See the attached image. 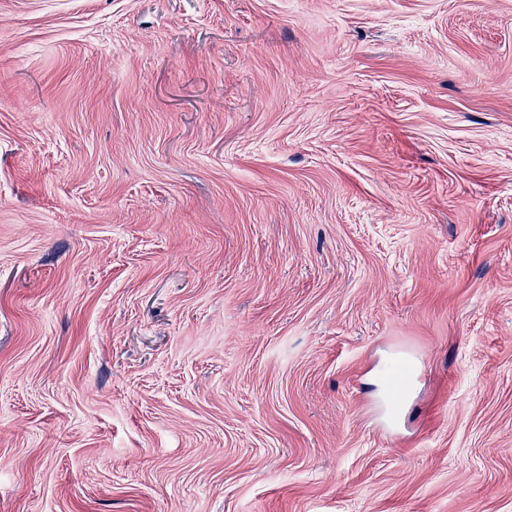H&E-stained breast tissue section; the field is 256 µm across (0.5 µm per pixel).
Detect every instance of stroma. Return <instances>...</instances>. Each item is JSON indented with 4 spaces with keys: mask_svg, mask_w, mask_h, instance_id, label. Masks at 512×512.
Returning <instances> with one entry per match:
<instances>
[{
    "mask_svg": "<svg viewBox=\"0 0 512 512\" xmlns=\"http://www.w3.org/2000/svg\"><path fill=\"white\" fill-rule=\"evenodd\" d=\"M0 512H512V0H0Z\"/></svg>",
    "mask_w": 512,
    "mask_h": 512,
    "instance_id": "obj_1",
    "label": "stroma"
}]
</instances>
